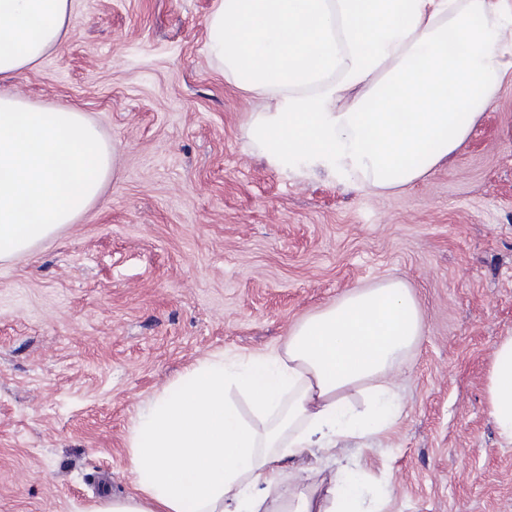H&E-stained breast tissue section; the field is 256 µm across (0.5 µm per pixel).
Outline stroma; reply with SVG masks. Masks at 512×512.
Returning <instances> with one entry per match:
<instances>
[{
    "label": "stroma",
    "instance_id": "1",
    "mask_svg": "<svg viewBox=\"0 0 512 512\" xmlns=\"http://www.w3.org/2000/svg\"><path fill=\"white\" fill-rule=\"evenodd\" d=\"M72 4L62 43L0 90L80 109L116 164L75 223L0 261V512L125 496L140 405L387 278L423 315L403 413L329 472L357 459L386 512H512V446L484 395L512 336V84L423 179L377 192L260 157L243 128L261 99L207 52L213 0Z\"/></svg>",
    "mask_w": 512,
    "mask_h": 512
}]
</instances>
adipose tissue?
I'll return each mask as SVG.
<instances>
[{
  "label": "adipose tissue",
  "mask_w": 512,
  "mask_h": 512,
  "mask_svg": "<svg viewBox=\"0 0 512 512\" xmlns=\"http://www.w3.org/2000/svg\"><path fill=\"white\" fill-rule=\"evenodd\" d=\"M72 0H0V81L62 42ZM208 51L267 99L245 137L268 165L407 187L454 153L512 74V0H215ZM114 152L84 113L0 93V260L73 223ZM423 327L408 286L346 291L282 348L229 368L198 360L142 406L128 436L135 492L91 512H384L358 464L316 478L337 449L378 445L399 420L394 380ZM512 446V336L485 378Z\"/></svg>",
  "instance_id": "obj_1"
}]
</instances>
